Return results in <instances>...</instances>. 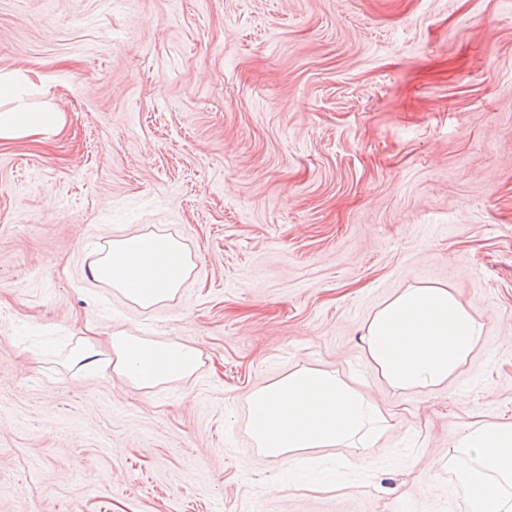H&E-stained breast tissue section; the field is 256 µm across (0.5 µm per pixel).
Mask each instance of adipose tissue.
Returning a JSON list of instances; mask_svg holds the SVG:
<instances>
[{
  "instance_id": "adipose-tissue-1",
  "label": "adipose tissue",
  "mask_w": 512,
  "mask_h": 512,
  "mask_svg": "<svg viewBox=\"0 0 512 512\" xmlns=\"http://www.w3.org/2000/svg\"><path fill=\"white\" fill-rule=\"evenodd\" d=\"M18 81L0 76V140L58 134L61 113L31 110L17 95ZM193 269L179 240L141 231L109 240L87 264L92 280L116 289L134 305L151 308L174 299ZM483 323L449 289L408 287L371 318L362 347L395 393L443 386L469 361ZM199 347L162 343L114 331L107 347L81 336L72 354L75 379L116 376L133 388L189 378L200 364ZM248 431L265 456L297 466L309 448L373 447L389 429L374 397L336 373L299 367L247 397ZM448 460L469 459L457 477L471 512H512V423L475 422L448 433Z\"/></svg>"
}]
</instances>
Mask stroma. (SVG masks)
I'll return each mask as SVG.
<instances>
[{
	"label": "stroma",
	"instance_id": "35a3bbf8",
	"mask_svg": "<svg viewBox=\"0 0 512 512\" xmlns=\"http://www.w3.org/2000/svg\"><path fill=\"white\" fill-rule=\"evenodd\" d=\"M0 74L64 117L0 141V512H470L448 432L512 422V0H0ZM139 229L195 262L149 309L85 274ZM422 284L484 335L447 386L396 395L360 338ZM88 328L201 364L77 382ZM300 366L392 429L295 472L263 456L247 396Z\"/></svg>",
	"mask_w": 512,
	"mask_h": 512
}]
</instances>
